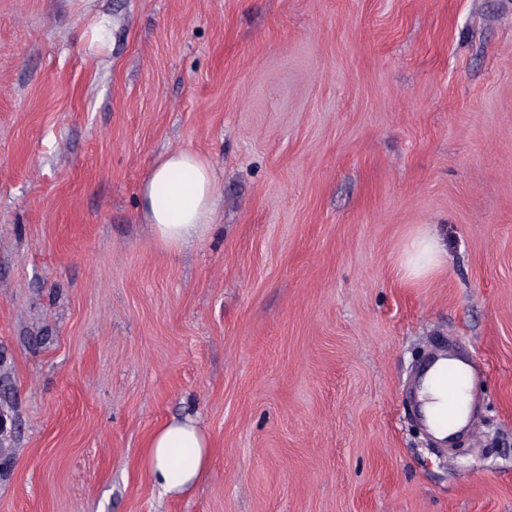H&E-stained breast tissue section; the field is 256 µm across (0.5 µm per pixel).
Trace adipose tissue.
<instances>
[{"mask_svg": "<svg viewBox=\"0 0 512 512\" xmlns=\"http://www.w3.org/2000/svg\"><path fill=\"white\" fill-rule=\"evenodd\" d=\"M141 198L157 242L177 250L202 241L220 202L215 170L196 152L170 151L152 169ZM443 255L441 242L424 232L410 242L401 268L408 277L422 278L441 266ZM210 455L203 428L190 418L174 419L151 435L144 466L163 494H180L197 484Z\"/></svg>", "mask_w": 512, "mask_h": 512, "instance_id": "obj_1", "label": "adipose tissue"}]
</instances>
